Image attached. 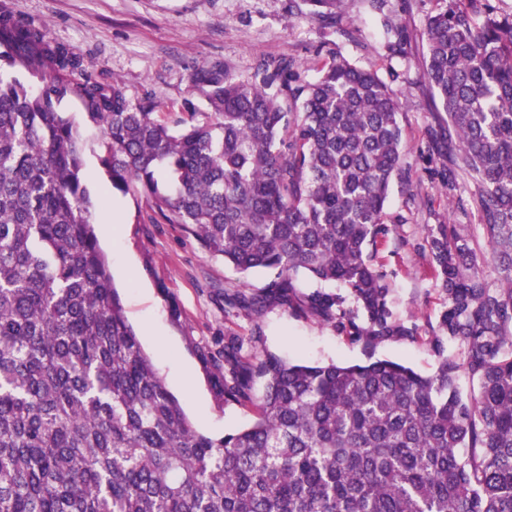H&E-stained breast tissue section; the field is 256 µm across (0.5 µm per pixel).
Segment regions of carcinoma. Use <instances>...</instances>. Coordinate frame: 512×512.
<instances>
[{
  "label": "carcinoma",
  "mask_w": 512,
  "mask_h": 512,
  "mask_svg": "<svg viewBox=\"0 0 512 512\" xmlns=\"http://www.w3.org/2000/svg\"><path fill=\"white\" fill-rule=\"evenodd\" d=\"M307 2L341 20L343 0ZM476 2L448 0L422 31L423 78L457 137L448 191L457 171L473 182L487 247L449 224L428 239L440 328L464 356L435 336L424 376L226 351L224 400L252 401L257 419L220 439L191 427L127 321L64 106L102 128L112 191L237 272L272 275L248 308L274 299L373 346L417 335L393 319L372 260L404 156L397 96L340 55L312 82L292 60L246 78L213 62L188 78L207 111L186 98L169 112L0 13V512H512V13ZM301 273L349 297L299 298ZM461 374L476 383L466 394Z\"/></svg>",
  "instance_id": "cac0c4a2"
}]
</instances>
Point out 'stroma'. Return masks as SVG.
Listing matches in <instances>:
<instances>
[{
  "mask_svg": "<svg viewBox=\"0 0 512 512\" xmlns=\"http://www.w3.org/2000/svg\"><path fill=\"white\" fill-rule=\"evenodd\" d=\"M442 0H346L340 25L319 22L307 0H0V11L46 26L50 36L81 56L86 66L122 83L132 100L149 96L180 106L187 79L199 65L223 62L249 76L262 61L292 58L314 80L321 64L340 54L377 70L399 97L405 157L392 181L388 236L375 264L387 275L393 317L416 327L417 338L389 339L373 354L434 374L438 359L429 344L440 335L446 297L423 253L438 225H455L472 242L483 231L464 175L448 190L445 114L422 78L425 18ZM403 26L402 40L386 33L390 19ZM402 52H395L394 42ZM85 174L93 199L118 208L115 223L95 207L96 232L105 251L125 314L158 374L178 397L192 426L213 438L238 431L255 419L248 403L228 402L218 386L211 356L234 340L242 352L269 351L293 363H362L363 343L337 332L332 323L271 303L253 313L241 296L261 293L270 277L244 276L201 249L179 225L158 223L132 196L113 192L97 159L102 132L82 126Z\"/></svg>",
  "mask_w": 512,
  "mask_h": 512,
  "instance_id": "obj_1",
  "label": "stroma"
}]
</instances>
